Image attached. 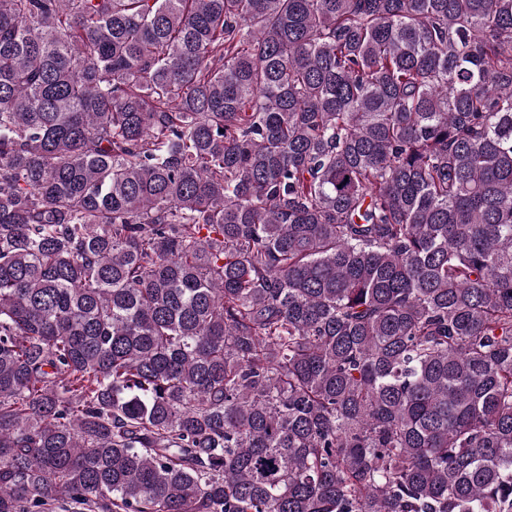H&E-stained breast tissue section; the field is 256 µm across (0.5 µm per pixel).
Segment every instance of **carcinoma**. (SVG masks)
Segmentation results:
<instances>
[{"instance_id": "carcinoma-1", "label": "carcinoma", "mask_w": 512, "mask_h": 512, "mask_svg": "<svg viewBox=\"0 0 512 512\" xmlns=\"http://www.w3.org/2000/svg\"><path fill=\"white\" fill-rule=\"evenodd\" d=\"M0 512H512V0H0Z\"/></svg>"}]
</instances>
